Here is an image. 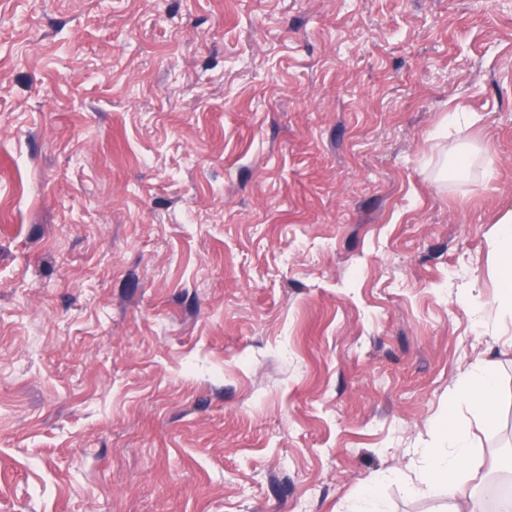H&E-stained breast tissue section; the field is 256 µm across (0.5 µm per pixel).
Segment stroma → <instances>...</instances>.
Returning a JSON list of instances; mask_svg holds the SVG:
<instances>
[{"mask_svg": "<svg viewBox=\"0 0 512 512\" xmlns=\"http://www.w3.org/2000/svg\"><path fill=\"white\" fill-rule=\"evenodd\" d=\"M511 210L512 0H0V512H445L447 415L484 498ZM464 399L478 410L486 424L494 421L493 401L496 383L493 373L482 362L476 364L463 376ZM439 435L433 448H421L420 455L426 463L423 485L428 493H436L440 486L448 491L449 512H476L465 496V485L476 476L470 432L467 426L448 418L438 425ZM349 502V512H384L371 485H368L362 491L352 493Z\"/></svg>", "mask_w": 512, "mask_h": 512, "instance_id": "obj_1", "label": "stroma"}]
</instances>
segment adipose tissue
Here are the masks:
<instances>
[{
  "instance_id": "1",
  "label": "adipose tissue",
  "mask_w": 512,
  "mask_h": 512,
  "mask_svg": "<svg viewBox=\"0 0 512 512\" xmlns=\"http://www.w3.org/2000/svg\"><path fill=\"white\" fill-rule=\"evenodd\" d=\"M464 397L478 410L485 423H493V401L496 383L493 373L484 364H476L463 377ZM434 447L421 449L426 464L423 484L427 492L439 487L448 491L449 512H476L472 503L464 502L465 486L475 477L470 432L456 421L439 424Z\"/></svg>"
}]
</instances>
